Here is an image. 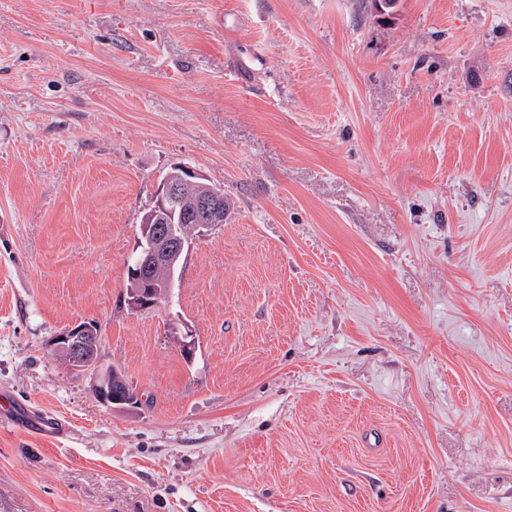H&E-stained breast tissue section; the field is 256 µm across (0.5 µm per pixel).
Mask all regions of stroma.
<instances>
[{
  "label": "stroma",
  "mask_w": 512,
  "mask_h": 512,
  "mask_svg": "<svg viewBox=\"0 0 512 512\" xmlns=\"http://www.w3.org/2000/svg\"><path fill=\"white\" fill-rule=\"evenodd\" d=\"M179 162L230 216L132 311ZM0 397L66 427L0 512H512V0H0ZM100 343L99 328L96 324L81 322L66 328L50 340L52 353L61 358L69 368L86 372L97 370ZM100 399L112 408L124 409L135 403V395L126 384L122 372L115 367L97 370L93 386Z\"/></svg>",
  "instance_id": "35a3bbf8"
}]
</instances>
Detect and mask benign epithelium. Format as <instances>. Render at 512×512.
<instances>
[{
	"mask_svg": "<svg viewBox=\"0 0 512 512\" xmlns=\"http://www.w3.org/2000/svg\"><path fill=\"white\" fill-rule=\"evenodd\" d=\"M165 177L155 205L145 212L123 303L133 311L156 308L175 287L192 241L224 223V188L192 167ZM99 328L88 322L50 340L52 353L75 371H97L93 390L114 409L135 403L122 372L98 369Z\"/></svg>",
	"mask_w": 512,
	"mask_h": 512,
	"instance_id": "obj_1",
	"label": "benign epithelium"
}]
</instances>
